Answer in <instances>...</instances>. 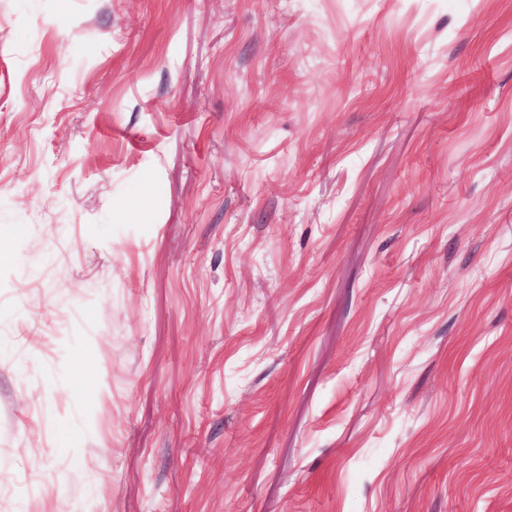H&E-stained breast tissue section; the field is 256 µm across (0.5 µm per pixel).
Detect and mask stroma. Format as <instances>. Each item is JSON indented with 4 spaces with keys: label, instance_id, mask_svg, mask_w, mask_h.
Listing matches in <instances>:
<instances>
[{
    "label": "stroma",
    "instance_id": "stroma-1",
    "mask_svg": "<svg viewBox=\"0 0 512 512\" xmlns=\"http://www.w3.org/2000/svg\"><path fill=\"white\" fill-rule=\"evenodd\" d=\"M0 512H512V0H0Z\"/></svg>",
    "mask_w": 512,
    "mask_h": 512
}]
</instances>
